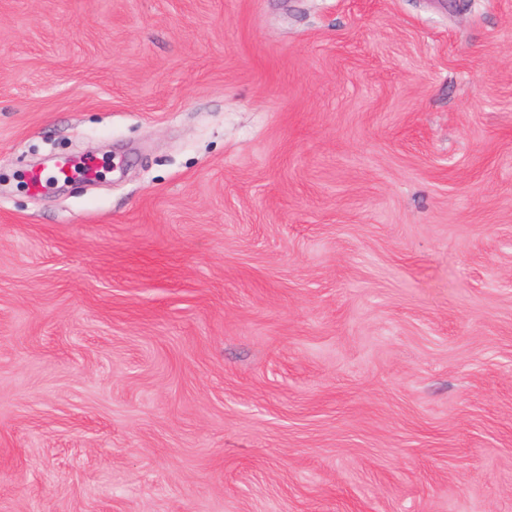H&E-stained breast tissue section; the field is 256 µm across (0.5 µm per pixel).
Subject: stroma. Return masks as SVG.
I'll return each mask as SVG.
<instances>
[{"label": "stroma", "instance_id": "35a3bbf8", "mask_svg": "<svg viewBox=\"0 0 512 512\" xmlns=\"http://www.w3.org/2000/svg\"><path fill=\"white\" fill-rule=\"evenodd\" d=\"M0 512H512V0H0Z\"/></svg>", "mask_w": 512, "mask_h": 512}]
</instances>
